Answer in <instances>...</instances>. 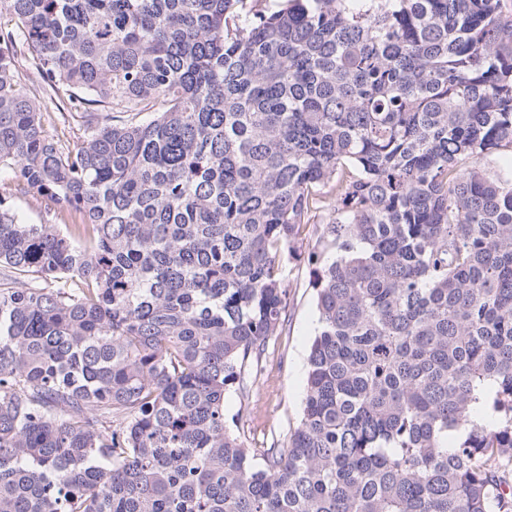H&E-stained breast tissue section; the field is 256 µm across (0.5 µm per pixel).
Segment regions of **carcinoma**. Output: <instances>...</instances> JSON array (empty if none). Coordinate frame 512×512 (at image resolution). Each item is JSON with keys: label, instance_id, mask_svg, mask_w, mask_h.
<instances>
[{"label": "carcinoma", "instance_id": "carcinoma-1", "mask_svg": "<svg viewBox=\"0 0 512 512\" xmlns=\"http://www.w3.org/2000/svg\"><path fill=\"white\" fill-rule=\"evenodd\" d=\"M273 2L0 0V186L80 218L0 207V512H512V0ZM0 196L4 199V205L26 224H71L74 219V215L60 211L58 205L46 196L8 189H0ZM303 237L300 258L286 267L289 300L285 324L267 343L261 372L246 400L250 414L238 424L251 448H267L273 440L283 446L302 415L307 354L318 319L312 266L307 260L311 227L305 228Z\"/></svg>", "mask_w": 512, "mask_h": 512}]
</instances>
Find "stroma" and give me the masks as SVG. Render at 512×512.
Masks as SVG:
<instances>
[{
    "mask_svg": "<svg viewBox=\"0 0 512 512\" xmlns=\"http://www.w3.org/2000/svg\"><path fill=\"white\" fill-rule=\"evenodd\" d=\"M0 201L26 224H61L73 220L70 213L60 211L46 196L6 190L0 192ZM310 271L304 257L286 267L289 284L286 321L267 343L261 372L248 394L249 414L239 422L240 431L253 448L286 443L302 415L307 354L318 319Z\"/></svg>",
    "mask_w": 512,
    "mask_h": 512,
    "instance_id": "stroma-1",
    "label": "stroma"
}]
</instances>
